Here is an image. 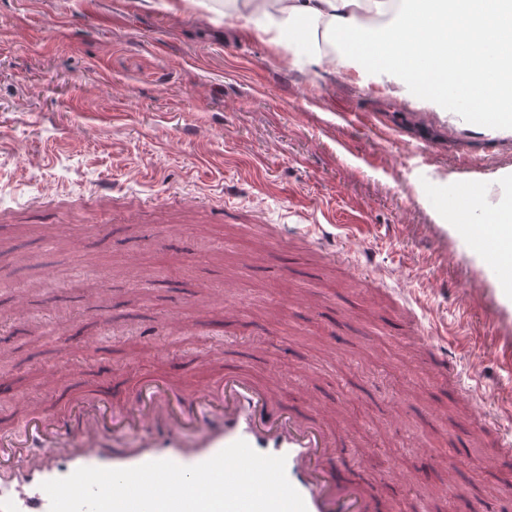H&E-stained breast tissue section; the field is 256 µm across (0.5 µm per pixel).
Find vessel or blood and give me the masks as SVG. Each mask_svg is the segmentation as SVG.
<instances>
[{"mask_svg": "<svg viewBox=\"0 0 512 512\" xmlns=\"http://www.w3.org/2000/svg\"><path fill=\"white\" fill-rule=\"evenodd\" d=\"M468 250L491 288L487 306L512 310V292L498 288L504 270L479 245ZM265 455L285 456L286 475L307 512H370L368 482L339 481L337 449L356 448L353 432L330 425L315 408L297 409L276 387L238 372L197 391L164 379L147 381L123 405L82 396L61 412L27 416L18 432L0 434V512H50L45 481L81 467L120 469L170 460L202 463L235 441Z\"/></svg>", "mask_w": 512, "mask_h": 512, "instance_id": "1", "label": "vessel or blood"}]
</instances>
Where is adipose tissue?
Listing matches in <instances>:
<instances>
[{
  "label": "adipose tissue",
  "mask_w": 512,
  "mask_h": 512,
  "mask_svg": "<svg viewBox=\"0 0 512 512\" xmlns=\"http://www.w3.org/2000/svg\"><path fill=\"white\" fill-rule=\"evenodd\" d=\"M246 22H258L272 40H298L308 46L309 64L323 65L329 47L364 57L368 66L390 69L404 63L429 76L437 55L448 50V31L425 26L438 0H275L276 11L259 0H225ZM420 43L435 47L434 55L412 53Z\"/></svg>",
  "instance_id": "obj_1"
}]
</instances>
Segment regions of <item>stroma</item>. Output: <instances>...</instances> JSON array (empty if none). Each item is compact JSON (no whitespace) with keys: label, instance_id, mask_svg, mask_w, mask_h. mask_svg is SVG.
<instances>
[{"label":"stroma","instance_id":"stroma-1","mask_svg":"<svg viewBox=\"0 0 512 512\" xmlns=\"http://www.w3.org/2000/svg\"><path fill=\"white\" fill-rule=\"evenodd\" d=\"M452 106L404 70L294 60L224 0H0V432L106 381L241 370L359 431L339 454L382 478L378 512H512V460L485 462L512 419L476 433L467 390L477 366L487 408L512 392V318L455 229L512 136ZM417 323L478 332L455 376ZM419 335L421 337V341L423 345L426 347L427 351L430 353V356L436 366L442 369L445 373H448V359L449 355L447 352V348H443L445 351L441 350V348L434 344V338L439 339V332H431V331H419Z\"/></svg>","mask_w":512,"mask_h":512}]
</instances>
